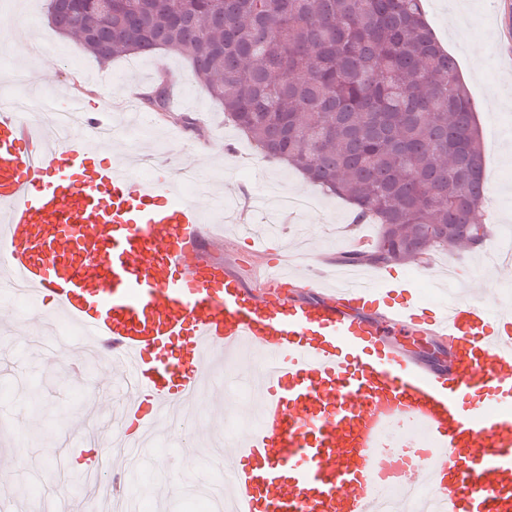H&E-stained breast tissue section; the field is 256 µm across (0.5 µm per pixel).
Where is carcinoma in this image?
<instances>
[{
	"mask_svg": "<svg viewBox=\"0 0 512 512\" xmlns=\"http://www.w3.org/2000/svg\"><path fill=\"white\" fill-rule=\"evenodd\" d=\"M48 12L72 31L64 0ZM82 22L100 61L184 56L263 159L377 224L376 242L343 261L422 264L487 236L474 222L487 193L477 105L424 0H126L108 22L90 4ZM142 105L198 131L171 112L165 75Z\"/></svg>",
	"mask_w": 512,
	"mask_h": 512,
	"instance_id": "carcinoma-1",
	"label": "carcinoma"
}]
</instances>
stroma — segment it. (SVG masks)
<instances>
[{
	"label": "stroma",
	"instance_id": "obj_1",
	"mask_svg": "<svg viewBox=\"0 0 512 512\" xmlns=\"http://www.w3.org/2000/svg\"><path fill=\"white\" fill-rule=\"evenodd\" d=\"M425 5L431 27L457 57L480 109L487 202L477 220L492 230L481 250L453 257L438 253L421 265L395 264L390 277L411 280L413 297L430 301L435 280L451 264L458 271L457 294L491 306L512 292V264L482 268L486 249L512 234V0H426ZM458 11L468 19L463 40L451 23ZM46 14L47 0H0V16L12 24L11 37L0 38V93L12 92L16 72H25L41 82L54 111H67L76 95L87 100L91 114L103 115L110 124H151L150 138L113 144V154L149 152L169 171L183 162L194 164L213 173L211 196L230 202L263 196V213L225 218L222 230L212 231L214 257L247 268L253 282L268 261L300 265L292 226L306 233L308 256L318 263L336 260L356 248L360 238L375 241L374 224L336 237V230L352 220L349 206L324 195L297 171L261 158L238 131L225 125L220 107L184 58L161 51L115 58L105 67L83 46L58 35ZM163 70L172 78L177 111L194 117L204 136L126 108V99L150 86ZM283 194L310 196L315 205L301 214L282 212L278 198ZM73 335L63 319L49 324L40 309L0 300V500L10 512H41L62 485L75 491L77 500L87 501L86 478L71 466L76 424L92 410L99 429L107 430L108 416L122 404L120 368L113 360L84 371L77 369L74 358L61 361L47 355V347L68 344ZM213 480L210 474L196 476L190 462L157 451L147 460L139 512H205V493Z\"/></svg>",
	"mask_w": 512,
	"mask_h": 512
}]
</instances>
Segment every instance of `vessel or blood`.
Listing matches in <instances>:
<instances>
[{"instance_id": "obj_1", "label": "vessel or blood", "mask_w": 512, "mask_h": 512, "mask_svg": "<svg viewBox=\"0 0 512 512\" xmlns=\"http://www.w3.org/2000/svg\"><path fill=\"white\" fill-rule=\"evenodd\" d=\"M27 88L0 99V298L15 290L127 367L121 448L83 449L122 472L157 426L195 410L210 374L258 350L257 421L224 451L231 512H512V305L455 297L426 312L410 282L324 265L265 266L248 285L208 253V219L175 178L105 158L81 130L32 124ZM318 288L317 301L299 297ZM406 293L399 304L391 292ZM453 351L416 365L394 331ZM429 489L424 500L419 489Z\"/></svg>"}]
</instances>
